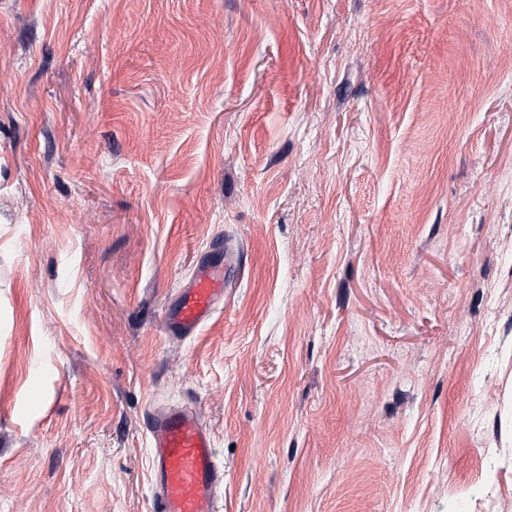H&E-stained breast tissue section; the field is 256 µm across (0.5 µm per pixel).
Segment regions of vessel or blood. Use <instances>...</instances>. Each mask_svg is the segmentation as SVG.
Instances as JSON below:
<instances>
[{
	"mask_svg": "<svg viewBox=\"0 0 512 512\" xmlns=\"http://www.w3.org/2000/svg\"><path fill=\"white\" fill-rule=\"evenodd\" d=\"M230 285L228 266L199 263L170 311L169 334L194 336L216 313ZM145 418L154 512H220L224 465L198 412L190 407L150 408Z\"/></svg>",
	"mask_w": 512,
	"mask_h": 512,
	"instance_id": "b4317fda",
	"label": "vessel or blood"
}]
</instances>
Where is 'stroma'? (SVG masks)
<instances>
[{
  "label": "stroma",
  "instance_id": "35a3bbf8",
  "mask_svg": "<svg viewBox=\"0 0 512 512\" xmlns=\"http://www.w3.org/2000/svg\"><path fill=\"white\" fill-rule=\"evenodd\" d=\"M156 402L223 512H512V0H0V512H152ZM231 285L227 264L199 263L190 283L183 288L170 311L168 333L177 338H190L216 313Z\"/></svg>",
  "mask_w": 512,
  "mask_h": 512
}]
</instances>
